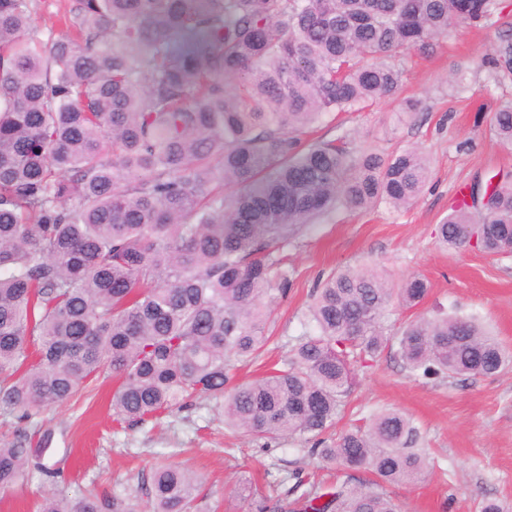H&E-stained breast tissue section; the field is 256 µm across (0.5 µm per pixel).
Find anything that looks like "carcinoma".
<instances>
[{
  "label": "carcinoma",
  "mask_w": 512,
  "mask_h": 512,
  "mask_svg": "<svg viewBox=\"0 0 512 512\" xmlns=\"http://www.w3.org/2000/svg\"><path fill=\"white\" fill-rule=\"evenodd\" d=\"M37 0H0V408L32 419L105 374L117 422L159 420L195 396L224 401V426L270 445L297 437L347 471L288 491L244 478L255 512H400L386 484L428 468L396 410L333 433L352 363L397 344L422 378L493 376L512 354L476 319L421 317L393 330L389 307L428 293L369 267L331 271L280 368L231 384L269 341L265 302L280 251L343 207L415 204L429 177L417 148L365 152L346 138L305 145L330 114L395 101L402 57L497 0H70L67 33L35 24ZM512 79V22L487 58ZM490 131L512 146V106ZM440 245L512 247V177L483 211L462 201ZM31 443L0 446V490L27 480ZM367 468L375 480L355 485ZM198 477L152 472L150 502L89 493L41 512H191Z\"/></svg>",
  "instance_id": "1"
}]
</instances>
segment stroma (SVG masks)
I'll list each match as a JSON object with an SVG mask.
<instances>
[{
	"mask_svg": "<svg viewBox=\"0 0 512 512\" xmlns=\"http://www.w3.org/2000/svg\"><path fill=\"white\" fill-rule=\"evenodd\" d=\"M498 38L496 23L466 26L434 41L425 54L411 53L402 93L424 107L406 117L393 103L326 117L310 140L341 136L356 148L421 149L430 174L419 201L397 210L382 204L366 212L338 209L284 250L292 283L272 292L270 341L257 358L238 368L235 381L263 374L286 359L313 288L334 268L377 264L393 284L409 276L425 279L426 298L416 307L393 306L390 323L455 311L478 317L512 351V255L474 247L444 251L436 243L438 224L458 202L459 187L512 173V147L492 138L489 119L512 104V80H497L481 58ZM471 62L464 85L450 82L453 68ZM115 383L99 378L79 399L43 410L32 420L0 411V442L21 435L35 444L32 464L46 473L0 493V512H39L49 492L68 496L94 492L131 495L148 501L154 467L167 463L203 478L194 512H248L233 497L235 484L252 476H274L290 486L300 471L331 483L341 468L308 453L294 438L264 446L248 434L224 428L219 402L200 399L166 418L119 425L110 403ZM405 413L419 432L418 446L431 464L417 482L387 486L402 512H479L485 499L512 512V368L490 377L422 381L406 370L397 348L356 369L344 398L337 431L377 409Z\"/></svg>",
	"mask_w": 512,
	"mask_h": 512,
	"instance_id": "obj_1",
	"label": "stroma"
}]
</instances>
